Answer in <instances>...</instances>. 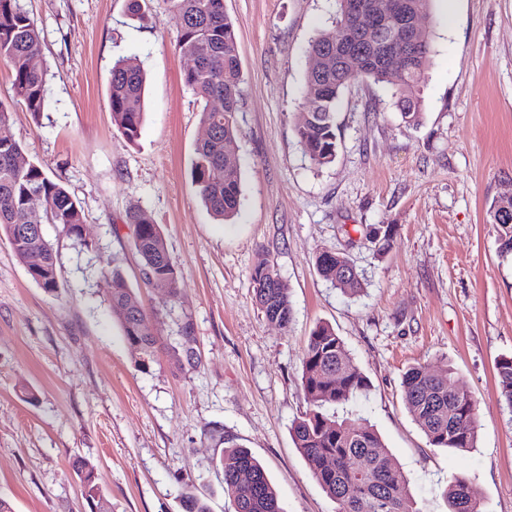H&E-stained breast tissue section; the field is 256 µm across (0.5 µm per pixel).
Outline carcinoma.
<instances>
[{
	"label": "carcinoma",
	"instance_id": "obj_1",
	"mask_svg": "<svg viewBox=\"0 0 512 512\" xmlns=\"http://www.w3.org/2000/svg\"><path fill=\"white\" fill-rule=\"evenodd\" d=\"M434 0H402V12L387 19L379 33L366 42L363 53L336 69V57L321 71L309 69L303 98L305 109L297 114L298 142L317 165L336 158V104L342 89L358 78L396 87L395 106L402 119L417 125L421 118V80L431 65L432 42L414 45L401 40V29L412 17H428ZM178 20L177 48L193 57L194 65L184 73V83L204 102L201 122L211 131L194 149L193 177L207 209L220 220L232 219L239 210L241 178L231 161L229 146L236 140V112L241 96V67L232 21L224 13V0H169ZM334 33L311 41L308 54L322 53L329 41L338 49L350 46L356 21L346 12L345 0H337ZM402 49L410 66L394 74L382 60L390 45ZM41 55L37 23L21 0H0V61L12 76L14 95L26 110L38 116L47 108L46 77L36 64ZM146 74L136 59L114 62L109 83L112 122L129 141L140 136L145 109ZM217 99L222 109L212 107ZM10 106L0 101V236L8 239L14 254L40 287H59L57 257L44 234L33 224H55L72 239L82 240V212L66 187L25 153L12 135ZM512 199L493 205L491 223L500 226V253L512 254ZM126 223L134 226L133 246L143 263L144 283L167 284L168 298L176 296V272L170 263L163 233L140 210H131ZM384 250L393 243L394 228L381 224L368 230ZM320 276L340 290L355 294L362 284L354 265L340 252L323 251L316 257ZM112 311L131 343L139 340L144 351L137 366L147 369L154 361L156 342L148 338V315L119 271H112ZM255 302L266 319L281 327L292 320L288 288L271 265L257 267L253 276ZM497 379L505 406L512 411V356L497 363ZM301 383L306 410L295 419L291 433L295 447L313 477L338 512H406V478L373 428L366 422L339 420L327 409L348 402L369 388L367 377L346 355L343 340L328 323L311 332L302 357ZM403 400L413 420L436 448L464 451L476 447L477 413L471 392L450 379L446 370L432 371L424 365L409 368L402 377ZM224 471V493L232 498L235 512H281L278 494L264 466L250 450L226 441L220 460ZM83 496L91 506L101 491L94 464L80 460L73 465ZM447 512H481L470 479L457 476L443 491ZM184 512H210L207 501L190 491L182 495Z\"/></svg>",
	"mask_w": 512,
	"mask_h": 512
}]
</instances>
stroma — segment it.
<instances>
[{"instance_id": "stroma-1", "label": "stroma", "mask_w": 512, "mask_h": 512, "mask_svg": "<svg viewBox=\"0 0 512 512\" xmlns=\"http://www.w3.org/2000/svg\"><path fill=\"white\" fill-rule=\"evenodd\" d=\"M24 0L37 21L49 106L0 100L30 159L64 183L86 240L45 225L59 286L39 287L0 236V498L13 512H87L72 463L98 468L112 512H182L193 491L234 512L219 460L225 440L265 467L283 512H338L295 447L305 409L301 361L317 323L331 324L370 387L336 406L366 420L409 481L413 512H444L442 490L469 477L482 512H512V411L496 365L512 356V255L489 210L512 194V0H434L423 20L434 53L419 125L392 86L351 81L336 107L333 163L301 149L309 43L334 29L335 0H224L242 83L234 144L237 216L216 220L192 178L202 105L183 80L178 22L167 0ZM147 73L146 115L129 142L109 107L112 63ZM142 209L162 231L177 295L145 286L126 222ZM394 225L377 252L367 231ZM346 254L363 289L349 295L317 272L319 252ZM275 267L288 286V328L266 320L252 275ZM120 270L149 316L157 353L135 364L110 305ZM192 336L194 363L175 355ZM451 368L476 405L478 442L429 445L402 398L413 366Z\"/></svg>"}]
</instances>
